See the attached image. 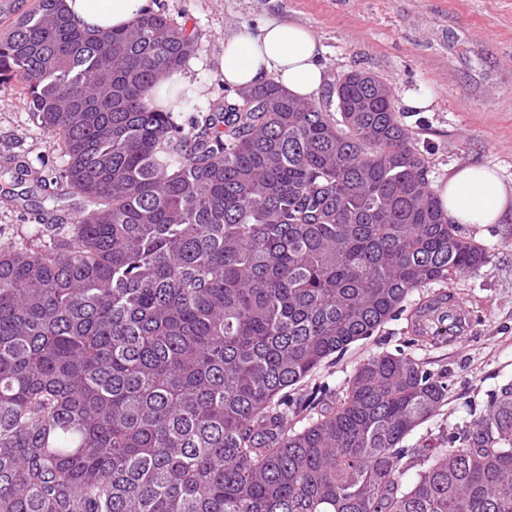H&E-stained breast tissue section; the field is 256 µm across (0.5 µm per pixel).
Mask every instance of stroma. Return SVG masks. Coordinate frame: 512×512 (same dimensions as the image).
Listing matches in <instances>:
<instances>
[{"mask_svg": "<svg viewBox=\"0 0 512 512\" xmlns=\"http://www.w3.org/2000/svg\"><path fill=\"white\" fill-rule=\"evenodd\" d=\"M187 31L198 49L183 71L193 99L212 107L225 94L213 74L226 35L258 32L271 20L295 21L319 38L327 85L316 97L325 107L332 85L351 70L369 71L396 100L429 95L423 110L404 121L425 154L433 182L466 163L488 166L512 184V0H153ZM64 163L51 134L33 120L19 87H0V244L11 246L44 230L45 210L35 206L43 183ZM25 174H18V165ZM491 261L449 288L468 311L461 340L411 345L408 312L441 293L431 284L409 294L404 314L369 338L329 357L292 395L305 400L326 389L336 405L348 379L368 357L413 353L432 372L448 375V402L409 435L408 448L439 447L472 426L487 395L512 381V218L469 229Z\"/></svg>", "mask_w": 512, "mask_h": 512, "instance_id": "stroma-1", "label": "stroma"}]
</instances>
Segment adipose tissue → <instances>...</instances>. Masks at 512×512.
<instances>
[{"instance_id": "ef3b65f1", "label": "adipose tissue", "mask_w": 512, "mask_h": 512, "mask_svg": "<svg viewBox=\"0 0 512 512\" xmlns=\"http://www.w3.org/2000/svg\"><path fill=\"white\" fill-rule=\"evenodd\" d=\"M64 5L88 30L122 28L154 8L153 0H64ZM321 53L311 30L291 21H270L259 34L241 30L225 36L215 76L238 88L273 76L291 95L310 101L326 81ZM436 191L449 220L457 224H498L512 215V185L486 166H460Z\"/></svg>"}]
</instances>
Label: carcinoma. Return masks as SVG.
Segmentation results:
<instances>
[{
    "label": "carcinoma",
    "instance_id": "1",
    "mask_svg": "<svg viewBox=\"0 0 512 512\" xmlns=\"http://www.w3.org/2000/svg\"><path fill=\"white\" fill-rule=\"evenodd\" d=\"M196 49L161 12L90 32L64 0L0 38L73 211L0 250V512H512V384L448 448L403 446L448 400L404 352L288 419L287 389L491 258L389 85L345 73L331 112L271 80L187 129L188 92H153Z\"/></svg>",
    "mask_w": 512,
    "mask_h": 512
}]
</instances>
